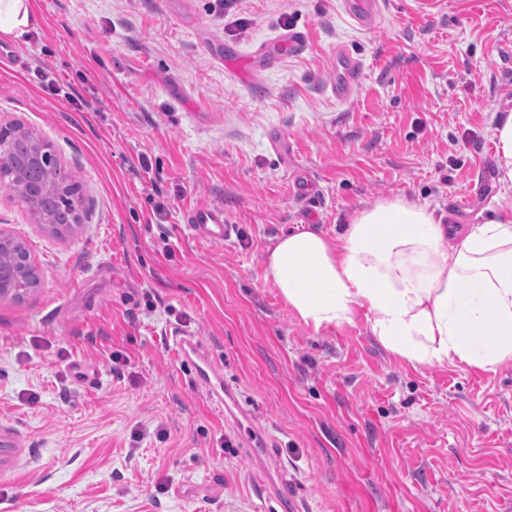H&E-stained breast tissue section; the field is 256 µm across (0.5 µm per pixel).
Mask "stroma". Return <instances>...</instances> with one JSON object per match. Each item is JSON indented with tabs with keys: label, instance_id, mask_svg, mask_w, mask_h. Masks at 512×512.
<instances>
[{
	"label": "stroma",
	"instance_id": "obj_1",
	"mask_svg": "<svg viewBox=\"0 0 512 512\" xmlns=\"http://www.w3.org/2000/svg\"><path fill=\"white\" fill-rule=\"evenodd\" d=\"M31 3L40 25L0 34L18 53L0 119L53 144L82 207L59 238L0 187V229L41 279L0 298V427L20 438L0 512H282L283 485L300 512H505L512 363L413 367L364 314L305 323L266 269L277 238H335L380 200L448 225L464 199L469 227L512 210L479 175L512 111V0H375L367 27L344 0ZM339 46L363 65L343 101ZM198 204L223 207L229 240L192 237ZM182 331L238 414L197 385Z\"/></svg>",
	"mask_w": 512,
	"mask_h": 512
}]
</instances>
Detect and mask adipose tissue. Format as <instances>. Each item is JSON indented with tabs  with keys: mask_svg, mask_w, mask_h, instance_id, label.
Instances as JSON below:
<instances>
[{
	"mask_svg": "<svg viewBox=\"0 0 512 512\" xmlns=\"http://www.w3.org/2000/svg\"><path fill=\"white\" fill-rule=\"evenodd\" d=\"M433 211L404 197L359 211L327 239L282 236L267 278L314 326L364 313L370 333L413 366L512 362V214L457 241Z\"/></svg>",
	"mask_w": 512,
	"mask_h": 512,
	"instance_id": "obj_1",
	"label": "adipose tissue"
}]
</instances>
